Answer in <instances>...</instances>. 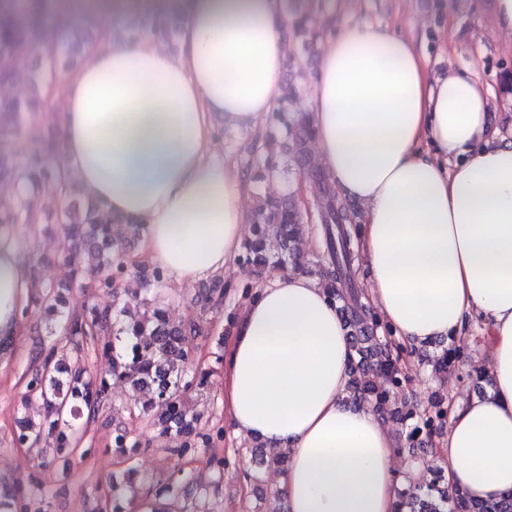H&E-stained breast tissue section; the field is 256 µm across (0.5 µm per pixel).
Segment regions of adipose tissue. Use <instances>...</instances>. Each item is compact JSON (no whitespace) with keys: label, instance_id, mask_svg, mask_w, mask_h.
I'll return each instance as SVG.
<instances>
[{"label":"adipose tissue","instance_id":"adipose-tissue-1","mask_svg":"<svg viewBox=\"0 0 512 512\" xmlns=\"http://www.w3.org/2000/svg\"><path fill=\"white\" fill-rule=\"evenodd\" d=\"M101 19L183 16L177 52L99 33L44 95L60 108V167L113 216L144 224L142 250L179 283L233 266L249 173L214 157L213 116L241 132L276 106L287 60L282 0H82ZM470 70L431 77L413 37L351 23L325 44L310 99L319 159L361 203L370 298L405 345L462 339L481 321L489 392L453 403L444 487L475 502L512 493V134L491 123ZM31 280L0 238V339ZM352 350L317 281L277 277L248 301L224 353L234 436L287 451L288 512H399L387 430L350 403Z\"/></svg>","mask_w":512,"mask_h":512}]
</instances>
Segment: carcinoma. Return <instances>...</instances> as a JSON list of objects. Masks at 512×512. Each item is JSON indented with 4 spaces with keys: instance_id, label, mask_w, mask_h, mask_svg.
Returning <instances> with one entry per match:
<instances>
[{
    "instance_id": "cac0c4a2",
    "label": "carcinoma",
    "mask_w": 512,
    "mask_h": 512,
    "mask_svg": "<svg viewBox=\"0 0 512 512\" xmlns=\"http://www.w3.org/2000/svg\"><path fill=\"white\" fill-rule=\"evenodd\" d=\"M176 16L158 17L150 26L154 39L171 38L178 32ZM73 29L62 15H51V0H0V84L20 82L31 85L34 94L25 99L1 100L0 118L11 121L15 127L26 119L40 114L45 108L43 87L53 78L60 79L74 66L73 57L83 52L86 40L69 42L63 33ZM40 55L44 68L26 73L16 66L20 56ZM316 180L320 207L326 224L343 220L336 207L335 192L316 168H310ZM59 181L57 170L47 166L43 153L35 151L22 165L14 154L0 151V193L7 194L21 186L25 192L16 198L15 207L0 212V224H20L32 219L37 212L35 203L43 181ZM64 223L69 233L78 238L79 245L70 253L72 277H81L85 267L100 273L95 288L112 296V307L94 306L82 315L65 313L66 296L72 284L40 283L45 314L50 320L46 335L54 343L45 350L43 365L28 381L27 388L40 395L46 412L39 423L22 417L16 441L25 445L40 441L48 443L53 453L69 455L76 443L78 421L86 414L93 415L108 398L109 381L119 379L129 386L131 401L141 416L157 421L162 433L172 437L175 446L169 452L182 458L211 445L212 437L198 426L199 416L188 405V395L208 384V373L200 370L192 342L200 333V324L188 318L177 324L170 322L166 304L159 296L147 302L140 314L130 313L122 306V281L133 277L147 287L159 284L164 272L153 267L150 272L123 268L118 254L126 232L140 230L122 218L108 215L103 206L87 197L82 206L68 210ZM253 238L245 246L240 260L256 268L284 267L301 236L299 216L287 202L263 201L252 215ZM280 241L281 251L276 255L266 252L269 237ZM332 264L341 267L348 262V254L341 237L328 230ZM112 332V342L103 347V354L112 360L108 373L88 375L77 365L85 345L98 331ZM383 361L379 370L362 368L363 379L352 382V399L367 398L378 408L388 404L391 388L400 384L401 373L396 361L380 349ZM189 478L179 468L174 478L163 489L155 492L150 512H172L171 500L178 496L181 485ZM401 512H512V495L488 502H472L455 495L435 483L426 485V491H404L399 495ZM37 504L33 497L19 501H0V512H29Z\"/></svg>"
}]
</instances>
